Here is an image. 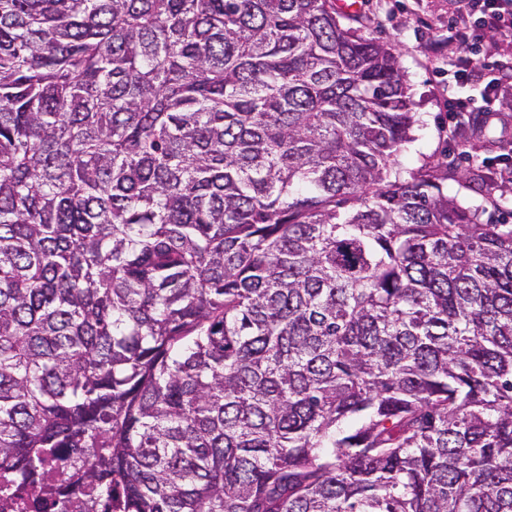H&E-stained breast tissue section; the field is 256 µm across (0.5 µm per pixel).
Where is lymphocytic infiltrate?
I'll list each match as a JSON object with an SVG mask.
<instances>
[{
    "instance_id": "f902f5d3",
    "label": "lymphocytic infiltrate",
    "mask_w": 512,
    "mask_h": 512,
    "mask_svg": "<svg viewBox=\"0 0 512 512\" xmlns=\"http://www.w3.org/2000/svg\"><path fill=\"white\" fill-rule=\"evenodd\" d=\"M452 27L462 41L456 49L448 83L442 89L448 97L451 122L448 136L458 142L470 141L475 128L462 124L460 116L472 112L475 100H482V115L512 112V64L485 62L474 51L488 34L512 38V0H466L454 17ZM481 86L480 96L467 95V86Z\"/></svg>"
}]
</instances>
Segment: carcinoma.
Returning <instances> with one entry per match:
<instances>
[{"instance_id":"1","label":"carcinoma","mask_w":512,"mask_h":512,"mask_svg":"<svg viewBox=\"0 0 512 512\" xmlns=\"http://www.w3.org/2000/svg\"><path fill=\"white\" fill-rule=\"evenodd\" d=\"M417 123L333 0H0L4 486L512 512V224ZM68 477L69 466L66 460L61 456L50 458L45 465L38 499L41 500L49 489L65 481Z\"/></svg>"}]
</instances>
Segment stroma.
<instances>
[{"mask_svg":"<svg viewBox=\"0 0 512 512\" xmlns=\"http://www.w3.org/2000/svg\"><path fill=\"white\" fill-rule=\"evenodd\" d=\"M366 33L396 46L420 124L401 161L412 168L423 164L448 168L447 194L463 208L477 209L486 222L512 220V192L491 202L477 184L463 178L468 164L448 138V113L438 97L439 75L428 64L424 47L435 34H447L452 0H358Z\"/></svg>","mask_w":512,"mask_h":512,"instance_id":"stroma-1","label":"stroma"}]
</instances>
